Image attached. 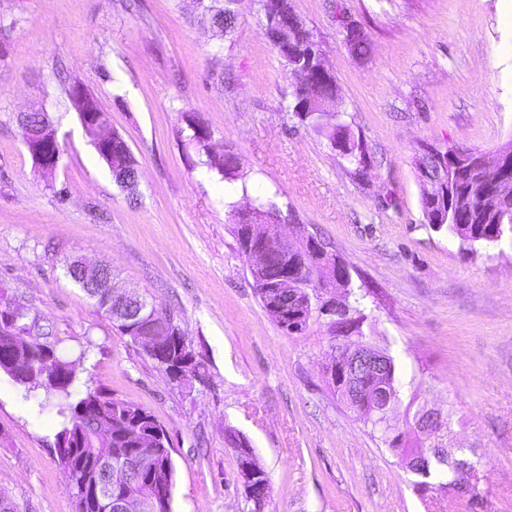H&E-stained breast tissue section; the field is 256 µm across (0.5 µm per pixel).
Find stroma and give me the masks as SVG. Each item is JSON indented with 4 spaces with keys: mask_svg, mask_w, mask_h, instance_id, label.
<instances>
[{
    "mask_svg": "<svg viewBox=\"0 0 512 512\" xmlns=\"http://www.w3.org/2000/svg\"><path fill=\"white\" fill-rule=\"evenodd\" d=\"M367 148L353 175L327 139L289 118L295 82L264 37L253 0L234 33L215 35L197 0H0V291L68 353L78 383L131 401L167 432L172 512H251L236 452L244 436L272 485L263 512H512V240L464 250L425 224L415 150L512 141V0H293ZM372 53L357 59L339 12ZM82 84L138 163L137 199L115 184L71 107ZM55 125L63 154L37 171L19 117ZM216 150L244 160L247 186L201 164L186 117ZM275 191L286 222L326 243L368 292V343L392 355L403 431L421 407L441 439L475 462L476 500L417 490L371 426L323 375L324 322L284 333L237 251L232 211ZM110 265L118 289L169 310L201 376L171 383L65 273L73 258ZM0 372V497L17 512H74L54 449V407Z\"/></svg>",
    "mask_w": 512,
    "mask_h": 512,
    "instance_id": "35a3bbf8",
    "label": "stroma"
}]
</instances>
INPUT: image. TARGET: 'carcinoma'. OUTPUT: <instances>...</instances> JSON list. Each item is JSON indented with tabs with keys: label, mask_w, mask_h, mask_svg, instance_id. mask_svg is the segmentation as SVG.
I'll list each match as a JSON object with an SVG mask.
<instances>
[{
	"label": "carcinoma",
	"mask_w": 512,
	"mask_h": 512,
	"mask_svg": "<svg viewBox=\"0 0 512 512\" xmlns=\"http://www.w3.org/2000/svg\"><path fill=\"white\" fill-rule=\"evenodd\" d=\"M237 0H208L205 9L210 12L214 27L228 36L235 31L237 24ZM345 43L352 56L367 58L371 44L366 34H359L344 29ZM284 60L285 67L293 68L296 64H309L313 57L321 56L314 36L305 25L288 28L281 32L279 39L271 41ZM74 87L67 89L72 106L78 112H85L103 122L108 121V112L89 93L76 97ZM339 93L334 78L317 73L306 80L293 85L292 103L288 111L302 125L313 129L325 137L330 146L339 147L338 156L360 174L367 167V149L363 141L355 136L351 126L340 112L341 119L328 115L322 110L323 100ZM33 130L41 134L44 145L58 139L57 129L49 122L47 113L34 110L28 113V121L22 127V136ZM186 138L204 157L202 164L209 170L221 175L225 180L246 182L247 171L241 156L230 148L217 152L211 148L210 135L203 124L189 119L183 129ZM97 154L109 168L114 181L121 188L133 190L137 185V168L132 152L125 139L117 132H112V152L103 150L97 142V135L88 131ZM507 164L505 177L497 186L487 184L481 172L463 171L447 159L443 153L432 145L422 144L413 156V165L417 171L420 185V205L424 223L440 232L456 238L460 243L472 247L476 244L490 246L496 239L512 234V141L498 150ZM253 223L273 226L281 223V211L264 194L254 200L251 214L238 215L235 219V238L240 254H245L247 226ZM288 265L299 279L317 282L336 281L335 288L349 291L348 308L329 317L328 332L338 336L342 332H354L365 336L364 323L368 316L364 313L366 294L353 284L341 281L340 264L343 260L335 253L322 247L316 256L309 254L307 239L301 238L293 247L285 250ZM252 288L260 299L268 316L285 333L291 335L303 333L310 320L318 312L316 302L307 303L293 300L294 289L282 282L277 284V291L288 295V311L271 308L266 297L272 288L268 285L264 270L250 273ZM87 296L98 309L107 316H112V304L108 289L93 292L86 290ZM171 324V313L167 310L156 311L151 302H146L139 315L116 325L118 331L136 339L147 336L152 331H160ZM0 349L8 352V361L0 363V371L9 373L13 367H21L29 372V379L22 383L26 392L43 388L48 393L62 397L57 414L60 427L55 434L58 463L72 491L88 482L94 467L101 464L112 470V483L121 485L136 481L143 468L140 449L153 448L154 455L148 469V482L141 486V491L153 502L149 512H168L171 507L174 468L171 448L167 437L160 436L162 426L155 416L146 408L119 400L98 390L86 389L76 391L74 373L67 374L66 382L59 388H51L41 375L43 349L37 342L26 336H4L0 334ZM112 427V436L103 434L106 427ZM382 440L389 450L404 460L409 454L408 438L397 433L390 435L385 430ZM426 457L425 465L415 475L419 478L417 485L423 489L436 486L453 492H463L475 497L477 470L466 458H449L445 446L438 442L422 450ZM263 484L252 497L254 512H262L271 496V484L266 471H261Z\"/></svg>",
	"instance_id": "cac0c4a2"
}]
</instances>
